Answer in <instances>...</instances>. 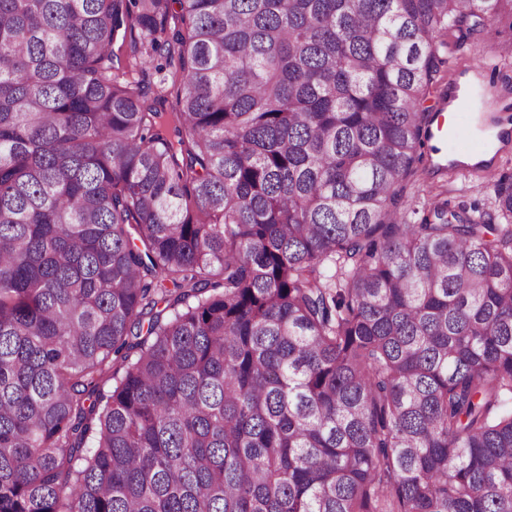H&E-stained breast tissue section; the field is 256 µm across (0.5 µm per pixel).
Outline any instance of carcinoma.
Returning <instances> with one entry per match:
<instances>
[{"label": "carcinoma", "instance_id": "carcinoma-1", "mask_svg": "<svg viewBox=\"0 0 512 512\" xmlns=\"http://www.w3.org/2000/svg\"><path fill=\"white\" fill-rule=\"evenodd\" d=\"M447 33L512 0H0V512H512V173L407 207Z\"/></svg>", "mask_w": 512, "mask_h": 512}]
</instances>
